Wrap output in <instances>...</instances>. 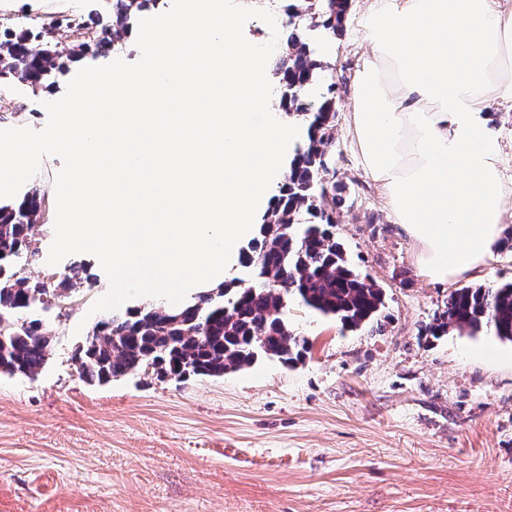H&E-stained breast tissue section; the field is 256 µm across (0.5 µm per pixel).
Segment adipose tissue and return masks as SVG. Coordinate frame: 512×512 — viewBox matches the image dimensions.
Wrapping results in <instances>:
<instances>
[{
  "label": "adipose tissue",
  "mask_w": 512,
  "mask_h": 512,
  "mask_svg": "<svg viewBox=\"0 0 512 512\" xmlns=\"http://www.w3.org/2000/svg\"><path fill=\"white\" fill-rule=\"evenodd\" d=\"M362 30L347 114L361 166L422 275L471 277L512 207L491 127L512 104V0H368Z\"/></svg>",
  "instance_id": "ef3b65f1"
}]
</instances>
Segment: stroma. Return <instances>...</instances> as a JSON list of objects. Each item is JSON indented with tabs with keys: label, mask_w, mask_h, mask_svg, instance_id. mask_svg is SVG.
Segmentation results:
<instances>
[{
	"label": "stroma",
	"mask_w": 512,
	"mask_h": 512,
	"mask_svg": "<svg viewBox=\"0 0 512 512\" xmlns=\"http://www.w3.org/2000/svg\"><path fill=\"white\" fill-rule=\"evenodd\" d=\"M366 6L350 0L319 60L336 78L335 180L346 196L336 237L383 289V331H346L292 302L288 322L308 341L295 366L268 357L221 377L81 380L74 357L110 284L90 254L47 264L62 160L44 157L30 186L45 205L16 265L72 288L39 313L50 334L44 367L0 374V512H512V343L454 329L426 336L470 281L420 275L413 242L347 135L351 72L370 49ZM111 22L112 0H0V32L28 31L32 48L50 44L65 61L38 87L0 78V98L15 105L0 112V129H43L45 102L80 68L137 61L134 20L118 49L77 54Z\"/></svg>",
	"instance_id": "stroma-1"
}]
</instances>
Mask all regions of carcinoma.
<instances>
[{
	"label": "carcinoma",
	"instance_id": "obj_1",
	"mask_svg": "<svg viewBox=\"0 0 512 512\" xmlns=\"http://www.w3.org/2000/svg\"><path fill=\"white\" fill-rule=\"evenodd\" d=\"M149 0H113L112 29L96 40L100 48L116 41L131 15ZM348 0H306L310 26L324 39L342 27ZM60 67L55 56L37 54L25 34L0 41V75L31 84L39 74ZM313 44L297 30L286 39L277 69L288 85L283 108L308 129V138L289 163L285 182L263 223L271 236L254 241L240 264L248 269L245 288H216L192 303L170 308H135L122 317L98 321L79 349V375L104 382L128 372L151 368L162 375L219 377L249 366L273 352L283 363L298 361L307 340L293 333L288 302L357 328L372 321L384 306L383 290L350 268L343 245L331 228L344 188L324 178L335 164L336 82L321 74ZM44 194L36 189L12 207H0V372L32 376L47 361L50 338L35 317L59 295L51 291L54 275L29 282L13 269L14 260L35 235L33 216ZM433 332L456 329L475 335L487 331L512 342V282L499 286H465L448 297L446 310L434 318Z\"/></svg>",
	"mask_w": 512,
	"mask_h": 512
}]
</instances>
